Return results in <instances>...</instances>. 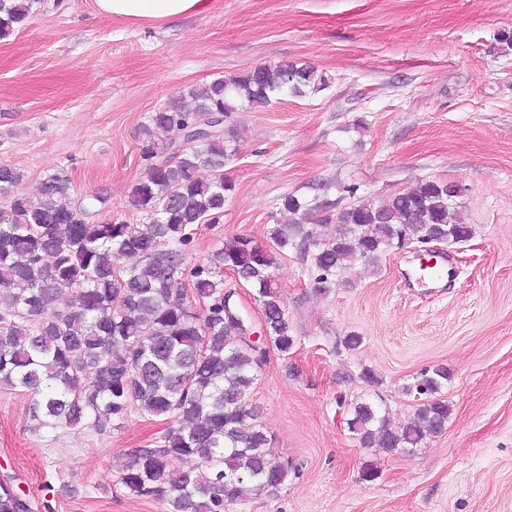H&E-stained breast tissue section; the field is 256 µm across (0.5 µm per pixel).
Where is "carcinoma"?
Listing matches in <instances>:
<instances>
[{
	"label": "carcinoma",
	"mask_w": 512,
	"mask_h": 512,
	"mask_svg": "<svg viewBox=\"0 0 512 512\" xmlns=\"http://www.w3.org/2000/svg\"><path fill=\"white\" fill-rule=\"evenodd\" d=\"M34 4L0 0V40L27 22ZM316 82L306 64L258 65L191 87L189 105L170 102L150 113L140 147L147 177L127 200L140 224L90 221V208L104 199H74L64 168L29 194L20 191V171L0 166V390L28 393L39 429L103 432L133 412L168 420L118 477L122 489L166 512H226L277 489L294 470L272 456L267 429L255 423L256 349L228 320L224 271L253 289L265 334L286 355L295 337L272 270L288 251L311 262L316 291L326 294L354 261L374 265L412 238L459 243L472 235L449 204L448 183L425 180L382 207L338 211L330 200L311 206L286 195L269 245L236 236L212 257L189 262L193 227L220 223L232 184L224 180V132L191 147L182 142L206 116L229 117L240 104L265 109ZM172 131L182 141L168 144V157L157 140ZM449 378L441 365L416 376L409 391L424 402L410 423L394 425L364 400L354 404L349 430L365 448L416 451L448 427L451 407L438 393ZM187 461L193 465L185 468ZM24 498L0 486V512H32L30 503L21 508Z\"/></svg>",
	"instance_id": "obj_1"
}]
</instances>
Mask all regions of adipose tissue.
Listing matches in <instances>:
<instances>
[{
  "instance_id": "1",
  "label": "adipose tissue",
  "mask_w": 512,
  "mask_h": 512,
  "mask_svg": "<svg viewBox=\"0 0 512 512\" xmlns=\"http://www.w3.org/2000/svg\"><path fill=\"white\" fill-rule=\"evenodd\" d=\"M211 0H95L100 15L128 22L165 23L204 12Z\"/></svg>"
}]
</instances>
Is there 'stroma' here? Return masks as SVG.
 Instances as JSON below:
<instances>
[{"label":"stroma","instance_id":"stroma-1","mask_svg":"<svg viewBox=\"0 0 512 512\" xmlns=\"http://www.w3.org/2000/svg\"><path fill=\"white\" fill-rule=\"evenodd\" d=\"M512 0H212L169 24L99 15L94 0H37L0 40V165L34 189L68 168L73 193L99 194L93 221L139 223L127 207L142 177L149 113L188 87L279 62L324 83L262 110L232 113L233 189L220 223L201 224L188 259L225 240L267 245L280 200L380 206L422 180L457 184L473 234L439 244L443 286L418 283L416 245L355 265L322 295L295 251L273 271L296 345L266 347L252 404L276 457L296 472L229 512H512ZM358 333L357 350L343 339ZM447 366L446 431L412 455L361 447L347 421L367 399L400 425L421 370ZM378 386L367 385L363 369ZM31 397L0 390V471L33 512H164L127 494L118 471L165 421L131 414L100 434L35 430ZM376 479L363 480L365 465Z\"/></svg>","mask_w":512,"mask_h":512}]
</instances>
